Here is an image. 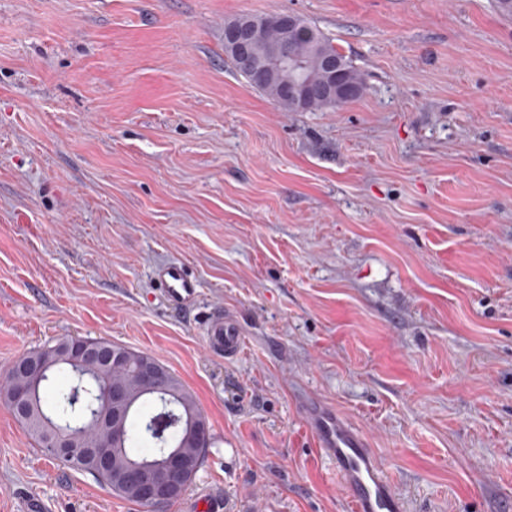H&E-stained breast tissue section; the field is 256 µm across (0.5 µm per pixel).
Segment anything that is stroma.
<instances>
[{
	"instance_id": "obj_1",
	"label": "stroma",
	"mask_w": 512,
	"mask_h": 512,
	"mask_svg": "<svg viewBox=\"0 0 512 512\" xmlns=\"http://www.w3.org/2000/svg\"><path fill=\"white\" fill-rule=\"evenodd\" d=\"M293 13L365 77L287 112L224 23ZM182 261L200 300L165 303ZM236 316L211 354L203 318ZM72 336L163 364L210 445L156 512H351L303 403L406 512H512V16L496 0H0V371ZM147 512L0 403V512ZM161 294L175 309H190L197 301L198 284L188 267L180 262L162 266L156 273ZM243 333L238 320L222 308H213L205 322L206 346L224 358L236 357L243 345Z\"/></svg>"
}]
</instances>
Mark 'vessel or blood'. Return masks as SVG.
<instances>
[{
    "instance_id": "obj_1",
    "label": "vessel or blood",
    "mask_w": 512,
    "mask_h": 512,
    "mask_svg": "<svg viewBox=\"0 0 512 512\" xmlns=\"http://www.w3.org/2000/svg\"><path fill=\"white\" fill-rule=\"evenodd\" d=\"M156 279L170 307L188 309L195 305L198 284L184 263L162 266ZM204 340L209 350L229 359L240 353L243 333L232 314L215 308L205 322ZM306 416L318 448L331 461L348 492L352 512H405L403 499L385 477L362 432L320 404L310 405Z\"/></svg>"
}]
</instances>
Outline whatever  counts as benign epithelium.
<instances>
[{
    "mask_svg": "<svg viewBox=\"0 0 512 512\" xmlns=\"http://www.w3.org/2000/svg\"><path fill=\"white\" fill-rule=\"evenodd\" d=\"M279 28L288 33L299 25V17L292 13H281L268 17ZM262 24L247 18H239L224 23V44L233 53L236 65L250 73L254 78H262L274 69L280 73L291 71L294 82L289 86V95L294 102L305 104L311 96H323L333 100H347L354 90L342 80L344 72L341 61L335 56H324L320 59L322 77L316 81L309 74L307 65L297 59L288 50V44L279 43L269 49L267 56L259 57L255 46L261 37ZM66 360L71 363L76 375L73 395L80 401L86 389V366L90 363L100 367L118 369L126 365L124 351L92 338L72 337L66 340ZM14 368L36 381L44 376L42 364L35 358L24 355L17 359ZM169 370L153 359H144L134 370V380L139 388L147 392L168 391ZM11 403L20 410V415L32 414L34 399L32 389L14 386L9 391ZM130 401V393L126 381L113 377L102 387L103 407L96 410L91 417V424L101 425L111 422L108 439L95 449L100 458H105L111 451L120 449L123 443V425L126 420ZM45 434V441L53 447L70 444V430L56 426L45 418L39 419ZM189 434L197 442H203L208 435V424L204 416L191 419ZM193 479L186 456L174 449L159 462H132L124 469L123 482L131 487L139 501L154 508L170 504L180 498Z\"/></svg>",
    "mask_w": 512,
    "mask_h": 512,
    "instance_id": "obj_1",
    "label": "benign epithelium"
}]
</instances>
